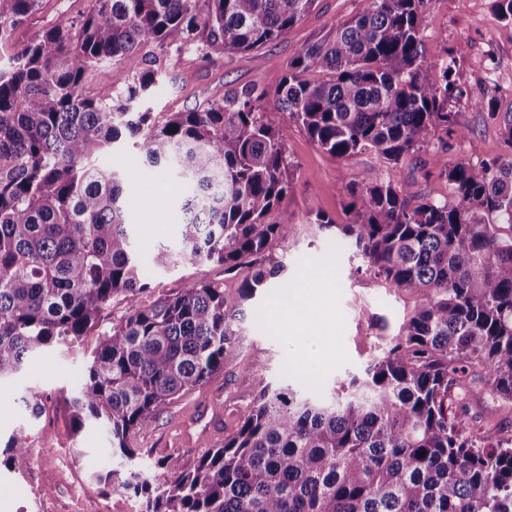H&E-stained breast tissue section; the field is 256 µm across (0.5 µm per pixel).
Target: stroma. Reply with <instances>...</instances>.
<instances>
[{"instance_id": "obj_1", "label": "stroma", "mask_w": 512, "mask_h": 512, "mask_svg": "<svg viewBox=\"0 0 512 512\" xmlns=\"http://www.w3.org/2000/svg\"><path fill=\"white\" fill-rule=\"evenodd\" d=\"M91 5L92 0H43L40 11L15 28L14 38L30 40L47 27L75 20ZM366 5V0H317L286 34L230 59L218 51L206 57L192 51L160 55L166 78L150 106L156 112H189L232 88L256 85L274 91L301 48L323 40L336 24L355 17ZM424 48L427 59L445 54L455 59L454 78L465 91L453 106L457 126L465 135L454 138L445 160L476 164L511 152L499 124L477 107L481 101L494 102L502 110L512 105V25L496 17L493 0H430ZM267 118L281 128L295 165L293 188L281 206L293 213L297 227L275 251L285 257L289 287L314 288L317 298L308 307L285 311L282 327L274 331L265 314L274 302L286 300L289 288L274 285L258 291L236 326L237 360L203 386L165 405L156 421L132 436L131 443L139 450V469L160 481L169 476L161 466L167 457L179 458L189 468L205 447L222 446L264 386L287 383L324 396L351 377L364 376L370 362L382 355L421 303L419 296L356 275L353 247L318 232L312 223L318 214L346 222L351 197L343 186L359 181L373 168V159L365 154L335 158L275 109H268ZM430 157L423 151L408 158L398 178L409 184L414 197L441 199L448 189L443 179L427 174L424 162ZM107 161L121 176L132 237L144 271L159 291H177L191 279L223 282L225 295L237 296L244 272L228 275L223 266L210 262L175 267L155 263L161 246L177 244L181 238L182 215L177 209H170L165 222L155 218L160 196L169 193L173 184L144 163L133 139L117 143ZM125 313L124 302L113 301L79 348L34 356L21 376L0 382V512H141L139 498L97 483L103 470L122 469L123 463L105 452L99 432L72 433L69 411L61 399L62 390L80 382L100 334ZM31 387L43 394L44 411L36 419L27 415L22 402ZM15 434L22 435L30 455L22 472L4 463L3 448Z\"/></svg>"}]
</instances>
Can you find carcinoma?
<instances>
[{"label":"carcinoma","instance_id":"obj_1","mask_svg":"<svg viewBox=\"0 0 512 512\" xmlns=\"http://www.w3.org/2000/svg\"><path fill=\"white\" fill-rule=\"evenodd\" d=\"M316 0H93L76 21L11 41L41 0H0V381L53 345L80 341L115 298L124 318L99 338L80 384L65 397L75 432L102 430L112 453L132 460L130 435L161 408L206 383L234 359L235 320L272 281L288 287L271 246L293 234L280 208L294 165L272 104L321 149L367 154L386 169L438 139L430 164L448 197L412 200L369 169L344 189L345 224L318 215L360 259L357 271L423 302L384 355L345 395L264 387L224 445L191 469L169 457L171 478L112 470L98 480L142 501L143 512H512V437L476 427L459 390L474 367L496 398L512 401V153L450 166L463 91L455 61H429V0H367L330 35L301 48L273 92L253 86L189 112L142 109L162 81L157 54L220 51L231 57L285 34ZM153 45L158 53L144 51ZM140 55L109 100L85 93L103 62ZM512 147V106L487 103ZM147 164L176 180L183 216L160 265L211 261L253 268L238 296L188 280L142 301L155 285L141 273L119 174L98 163L124 135ZM42 415V395L23 396ZM12 470L28 461L22 437L6 445Z\"/></svg>","mask_w":512,"mask_h":512}]
</instances>
